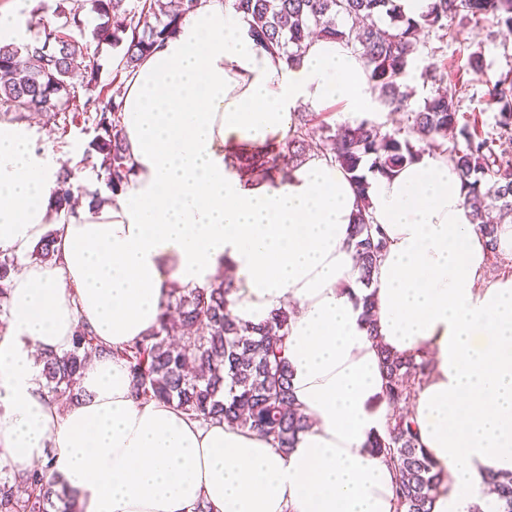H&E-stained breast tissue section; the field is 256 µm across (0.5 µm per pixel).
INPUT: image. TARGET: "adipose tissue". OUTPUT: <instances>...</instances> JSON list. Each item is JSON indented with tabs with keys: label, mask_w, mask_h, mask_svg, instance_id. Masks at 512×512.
<instances>
[{
	"label": "adipose tissue",
	"mask_w": 512,
	"mask_h": 512,
	"mask_svg": "<svg viewBox=\"0 0 512 512\" xmlns=\"http://www.w3.org/2000/svg\"><path fill=\"white\" fill-rule=\"evenodd\" d=\"M381 121L364 64L319 38L300 65L257 46L224 0H202L129 75L122 124L132 169L111 205L54 213L60 163L28 124L0 121V250L24 256L55 228V257L23 267L0 340V458L51 463L84 512H396V472L369 452L392 414L380 348L426 361L410 412L445 480L432 512H497L483 481L512 473V273L489 253L448 160L424 154L365 197L388 247L363 287L348 244L358 196L311 157L286 179L243 181L228 164L284 139L301 106ZM227 269V308L253 323L289 311L286 354L310 427L282 453L256 432L190 419L130 394L124 361L93 358L85 391L59 406L36 360L78 324L122 348L157 326L173 286ZM373 292L377 337L355 306Z\"/></svg>",
	"instance_id": "adipose-tissue-1"
}]
</instances>
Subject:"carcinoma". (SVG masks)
Returning <instances> with one entry per match:
<instances>
[{"instance_id": "cac0c4a2", "label": "carcinoma", "mask_w": 512, "mask_h": 512, "mask_svg": "<svg viewBox=\"0 0 512 512\" xmlns=\"http://www.w3.org/2000/svg\"><path fill=\"white\" fill-rule=\"evenodd\" d=\"M199 0H69L54 10L37 44L0 43V107L23 120L52 112L63 122L81 117L92 122V150L102 156L97 181L117 196L130 183L122 127L124 80L143 57L175 33L181 16ZM232 8L249 25L257 45L291 65L301 62L312 37L334 39L350 48L364 63L379 105L400 113L405 123L389 129L362 120L338 129L322 124L313 135V114L299 112L294 126L279 143L243 153L239 169L272 177L309 159L315 151L338 165L353 184L361 204L349 235L360 282L369 288L387 247L380 225L374 223L366 198V172L391 176L424 153L441 156L457 170L465 190L469 222L476 225L489 252L498 255V224L512 221V155L499 143L512 140V70L495 79L485 77L482 53L467 56L461 69L476 77L447 80L446 65L430 62L420 77L440 85L415 106V92L404 84L422 34H435L441 43L458 38L460 29L489 21L512 32V0H429L416 18L407 16L397 0H232ZM98 23L88 29L89 17ZM454 20L457 28L448 27ZM97 44L124 46L112 84L96 97L80 95L78 87L98 83L99 68L90 56L86 31ZM481 83V99L495 106L489 130L478 118L462 111V102ZM73 168L63 166L50 208L71 212ZM498 212V218L491 216ZM54 231L34 245L31 255L43 263L53 260ZM17 256L0 251V315H9L8 290L17 270ZM232 284L215 280L204 288L171 289L163 303L157 328L146 339L112 351L95 343L82 325L72 346L62 354L41 358L42 387L52 401L72 402L85 396L81 378L89 351L125 361L132 395L143 401L160 400L203 421H219L256 431L273 448L288 452L309 427L307 416L294 405L292 371L284 355L289 315L286 310L252 324L229 314L226 296ZM374 293L356 298L369 336L377 337ZM384 391L395 409L385 435L367 447L393 461L398 478V512H432L443 474L421 447L414 422L404 412L414 389L413 378L425 375L427 365L380 350ZM47 464L26 471L0 467V512H80L77 498ZM485 482L497 495L499 512H512V473L490 475Z\"/></svg>"}]
</instances>
